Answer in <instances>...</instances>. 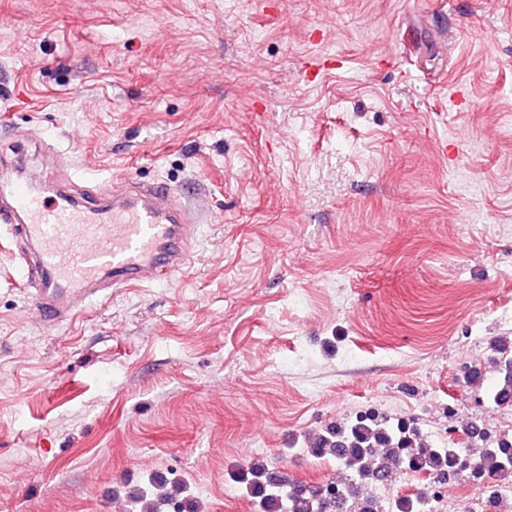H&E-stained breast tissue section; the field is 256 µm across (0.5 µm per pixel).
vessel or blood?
Wrapping results in <instances>:
<instances>
[{
	"mask_svg": "<svg viewBox=\"0 0 512 512\" xmlns=\"http://www.w3.org/2000/svg\"><path fill=\"white\" fill-rule=\"evenodd\" d=\"M92 191L109 206L88 208L63 193L48 207L28 179L0 190V224L21 241L15 262L37 322H66L104 289L149 283L161 266L178 275L188 263L199 214L182 191L162 179Z\"/></svg>",
	"mask_w": 512,
	"mask_h": 512,
	"instance_id": "b4317fda",
	"label": "vessel or blood"
}]
</instances>
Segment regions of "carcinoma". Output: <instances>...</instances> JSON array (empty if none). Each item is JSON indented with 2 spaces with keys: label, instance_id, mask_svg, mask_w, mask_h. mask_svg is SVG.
Returning a JSON list of instances; mask_svg holds the SVG:
<instances>
[{
  "label": "carcinoma",
  "instance_id": "cac0c4a2",
  "mask_svg": "<svg viewBox=\"0 0 512 512\" xmlns=\"http://www.w3.org/2000/svg\"><path fill=\"white\" fill-rule=\"evenodd\" d=\"M490 361L496 381L485 389V398L496 406H512V340L499 338L490 343ZM478 426L468 431L467 445L455 442L448 447L422 442L405 422H391L380 416L347 418L305 438L308 453L330 458L350 471L352 479L381 483L394 475L448 470L459 455L472 447ZM480 470L502 479L512 476V440L480 451ZM240 483L258 503L260 512H331L330 503L320 495L317 484L292 479L263 461L241 467ZM163 496L146 492L135 496L129 512H160ZM389 512H426L404 495L387 505Z\"/></svg>",
  "mask_w": 512,
  "mask_h": 512
}]
</instances>
